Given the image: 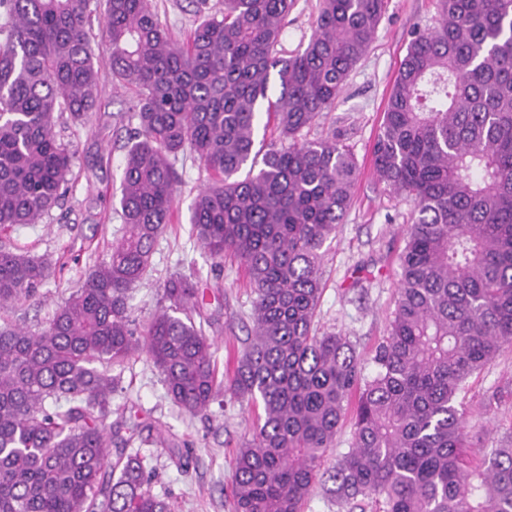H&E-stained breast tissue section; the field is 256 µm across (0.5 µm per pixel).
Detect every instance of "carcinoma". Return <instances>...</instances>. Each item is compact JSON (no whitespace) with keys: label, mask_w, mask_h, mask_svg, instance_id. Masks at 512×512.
Masks as SVG:
<instances>
[{"label":"carcinoma","mask_w":512,"mask_h":512,"mask_svg":"<svg viewBox=\"0 0 512 512\" xmlns=\"http://www.w3.org/2000/svg\"><path fill=\"white\" fill-rule=\"evenodd\" d=\"M174 41L152 0H100L114 83L135 90L138 128L120 185L121 238L46 327L0 330V512H172L144 459L112 430L120 375L143 356L170 400L207 416L231 394L263 423L236 452L232 512H300L348 414L353 442L325 493L384 512H512V448L469 459L456 401L512 346V0H438L415 33L371 149L378 180L409 198L397 307L363 373L344 336L313 332L320 257L349 210L357 166L326 137L301 139L371 46L385 0H321L313 34L279 50L291 0H195ZM89 0H0V229L36 224L62 198L75 153L63 113L94 110ZM280 93L268 95L271 74ZM279 137L256 144L260 109ZM207 173L189 222L218 265L253 288V329L218 377L204 290L182 275L141 332L130 293L170 222L180 155ZM48 267L0 247V307L34 299Z\"/></svg>","instance_id":"obj_1"}]
</instances>
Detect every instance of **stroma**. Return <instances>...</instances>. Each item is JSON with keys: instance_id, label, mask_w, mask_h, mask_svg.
Returning <instances> with one entry per match:
<instances>
[{"instance_id": "1", "label": "stroma", "mask_w": 512, "mask_h": 512, "mask_svg": "<svg viewBox=\"0 0 512 512\" xmlns=\"http://www.w3.org/2000/svg\"><path fill=\"white\" fill-rule=\"evenodd\" d=\"M153 5L173 38L185 39L194 28L192 0H153ZM318 7L319 0H293L282 39L285 52L306 46ZM436 19L437 0H386L368 52L320 121L303 131L308 140L335 134L358 166L351 207L337 226L335 239L324 247L323 293L314 330L347 337L369 372L396 309L398 260L413 213L409 199L378 181L371 148L412 31L433 27ZM94 50L99 64L97 107L83 121L65 117L56 127L75 153L65 197L39 223L15 226L0 239L13 251L43 258L50 265L35 299L0 308L2 327L46 326L88 269L107 259L122 235L118 196L124 145L138 125L131 110L134 92L113 86L108 44L97 41ZM175 170L178 184L171 222L154 245L149 280L131 293L132 317L138 324L150 319L161 305L163 284L170 276L182 274L198 281L206 291L209 311L218 315L206 334L224 374L235 366L228 346L242 345L252 328L253 293L234 261L216 266L192 231L188 208L206 178L199 161L178 157ZM122 385L123 392L112 400V425L139 423L141 433L131 449L144 456L153 472V493L167 498L173 512H229L233 452L257 427L253 404L228 396L212 405L208 417L191 416L173 405L161 375L142 358L126 367ZM458 401L474 447L512 446V347L472 375Z\"/></svg>"}]
</instances>
